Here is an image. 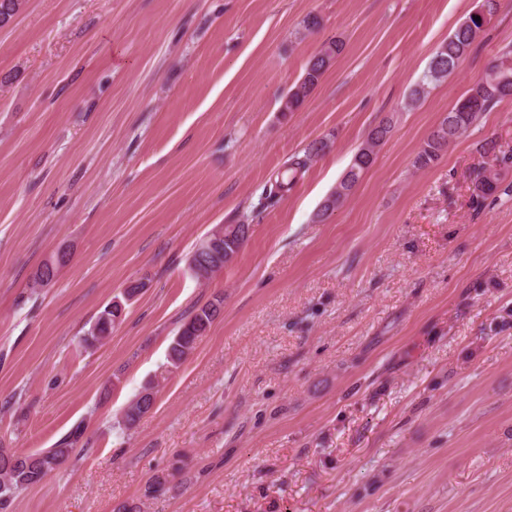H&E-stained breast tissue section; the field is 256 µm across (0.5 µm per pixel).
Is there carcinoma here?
I'll return each mask as SVG.
<instances>
[{
  "instance_id": "obj_1",
  "label": "carcinoma",
  "mask_w": 512,
  "mask_h": 512,
  "mask_svg": "<svg viewBox=\"0 0 512 512\" xmlns=\"http://www.w3.org/2000/svg\"><path fill=\"white\" fill-rule=\"evenodd\" d=\"M25 0H0V24L9 22L17 15ZM499 8L498 0H479L477 8L440 43L435 49L426 69L410 92L407 106L417 105L429 92V89L445 80L458 64L474 49L475 43L487 30ZM480 20H474V17ZM345 42L330 39L322 43L308 60L304 73L298 82L289 89L282 100L279 112L287 115L295 112L312 94L324 74L333 66L343 53ZM512 97V45L504 47L498 59L490 66L485 76L443 116L438 125L423 142L413 161V167L424 169L432 166L448 146L466 134L484 112L490 111L500 100ZM392 128V118L387 117L372 128L358 146L352 162L344 173L335 190L324 202L322 209L316 212L320 220L329 211L347 198L361 176L375 162L381 145ZM331 146L329 138H320L310 142L301 158H295L288 164V173L297 177L305 171L308 163L325 153ZM496 144L486 142L484 152L494 154L496 166H480L473 172L475 207L480 208L484 201L498 192H508L501 188L500 167L512 164V154H495ZM249 225H217L211 231V237L219 239L217 247L202 253L206 278L224 269V250L238 254L248 237L241 234ZM68 260V254L57 253L44 261L33 276L31 288L37 290L50 285L59 268ZM224 300L204 304L197 308L178 328L167 353V366L179 367L195 349L198 339L203 336L212 322L220 315ZM125 311L122 299L113 298L90 323L84 333L83 341L89 349L102 345L111 334L115 324L119 323ZM154 405L153 386L139 392L128 404L122 416L125 429L133 428ZM84 427L76 426L66 437L52 448L31 454H14L10 457L0 455V512H7L15 493L21 489L42 484L48 476L59 469L74 451L75 444L83 436Z\"/></svg>"
}]
</instances>
